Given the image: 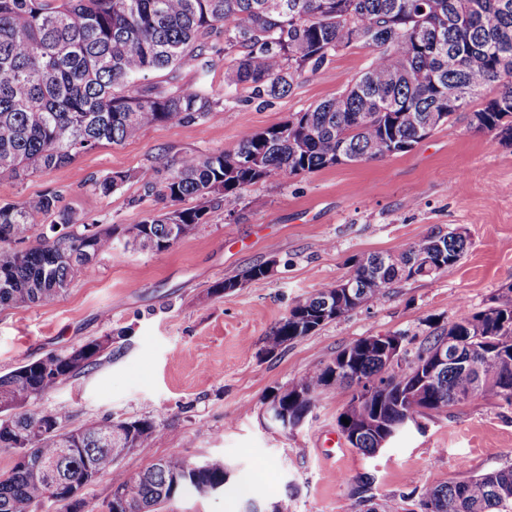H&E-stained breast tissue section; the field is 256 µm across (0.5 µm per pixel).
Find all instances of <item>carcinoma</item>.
<instances>
[{
    "mask_svg": "<svg viewBox=\"0 0 512 512\" xmlns=\"http://www.w3.org/2000/svg\"><path fill=\"white\" fill-rule=\"evenodd\" d=\"M263 0H0V182L20 181L61 167L101 145H120L149 126H193L222 102L178 86L179 70L193 64L200 74L211 63L207 38L224 33L228 79L247 85L258 98L287 94L308 72L351 47L375 52L369 67L335 96L287 122L242 133L232 152L186 154L160 180L156 168L113 172L92 183L108 197L126 182L141 185L159 208L139 224H81L43 193L0 204V307L44 305L62 297L74 278L119 238L138 230L135 250L161 252L205 223L209 206L234 214L245 188L271 177L288 180L345 162L405 153L424 139V125L449 122L459 112L489 133L512 143V0H281L269 14ZM167 72L166 84L146 82ZM465 90L448 102V87ZM189 199L199 201L185 207ZM51 224L40 227L38 219ZM466 248L453 231L428 234L400 252L401 265L372 254L355 260L356 289L325 284L293 307L267 336L273 353L364 303L378 304L402 279L430 276L455 266ZM430 264L419 260L421 255ZM270 264L249 267L211 294H228L265 281ZM330 305H325V300ZM473 347L478 370L461 364L441 373L424 393L403 389L402 403L356 400L347 404L360 430L356 449L371 456L382 433L415 423L421 409L450 405L473 394L512 405V296L494 299L477 313H463L433 337L416 361L453 334ZM108 333L69 351L50 352L0 375V448L15 450L13 467L0 473V512H35L51 500L60 512H84L82 490L100 475H112L113 497L104 512H157L187 489L206 497L230 479L224 459L193 469L179 454L158 460L131 479L116 463L162 437L148 419L92 421L68 427L62 410L30 408L59 383L92 365L112 347ZM349 370L374 389L400 385L382 350L364 339ZM343 352L288 386L279 403L292 426L301 423L324 388L348 383L334 366ZM420 504L427 512H512V466L428 487Z\"/></svg>",
    "mask_w": 512,
    "mask_h": 512,
    "instance_id": "1",
    "label": "carcinoma"
}]
</instances>
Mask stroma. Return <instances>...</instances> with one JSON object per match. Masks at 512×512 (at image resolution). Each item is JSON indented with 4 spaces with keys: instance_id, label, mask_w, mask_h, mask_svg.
I'll return each mask as SVG.
<instances>
[{
    "instance_id": "35a3bbf8",
    "label": "stroma",
    "mask_w": 512,
    "mask_h": 512,
    "mask_svg": "<svg viewBox=\"0 0 512 512\" xmlns=\"http://www.w3.org/2000/svg\"><path fill=\"white\" fill-rule=\"evenodd\" d=\"M209 43L206 78L187 65L179 84L219 99L222 111L192 127L154 125L65 166L2 182L0 204L54 192L81 223H141L154 204L141 199L139 183L104 198L91 179L233 150L243 132L281 124L334 96L373 57L362 47L344 50L287 95L259 99L248 86L227 83L223 37ZM433 231L465 238L457 266L395 284L382 302L268 353L271 328L316 289L347 277L355 259L399 253ZM264 262L273 268L262 284L211 295L217 282ZM511 287L512 147L461 112L409 152L268 179L245 191L235 215L211 209L206 224L167 251L115 250L56 301L0 308V374L118 333L111 351L38 406L66 410L74 427L105 417L155 421L162 440L118 462L130 476L171 454L192 462L220 457L231 467L223 492H187L161 512H245L251 501L269 512L282 499L292 512H366L362 488L411 512L426 487L512 463V406L475 398L429 413L367 456L337 436L350 390H322L293 430L264 426L263 403L367 336L402 335L414 359L436 329Z\"/></svg>"
}]
</instances>
